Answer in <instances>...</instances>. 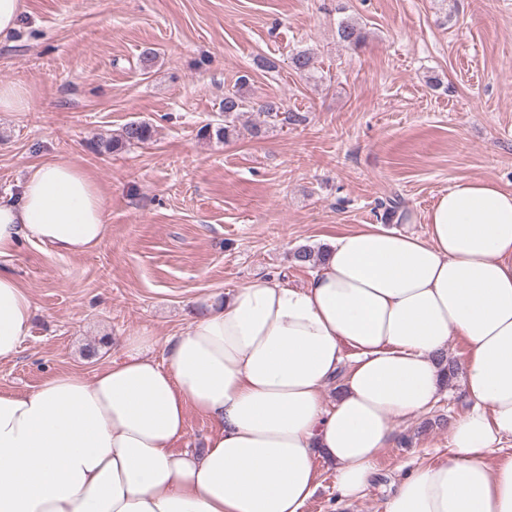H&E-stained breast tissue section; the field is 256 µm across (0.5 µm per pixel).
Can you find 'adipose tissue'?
<instances>
[{
    "label": "adipose tissue",
    "instance_id": "adipose-tissue-1",
    "mask_svg": "<svg viewBox=\"0 0 512 512\" xmlns=\"http://www.w3.org/2000/svg\"><path fill=\"white\" fill-rule=\"evenodd\" d=\"M427 224L424 237L346 232L305 287L247 282L161 358L154 337L127 336L93 377L0 392V512H304L320 461L351 506L395 423L447 393L440 358L455 336L470 408L450 427L452 456L400 479L385 512H512V459L489 460L512 439V190L458 183ZM108 232L95 181L64 160L31 166L18 197L0 198V261L24 240L80 255ZM33 309L0 271V361L18 354ZM191 409L217 431L203 451L174 450Z\"/></svg>",
    "mask_w": 512,
    "mask_h": 512
}]
</instances>
